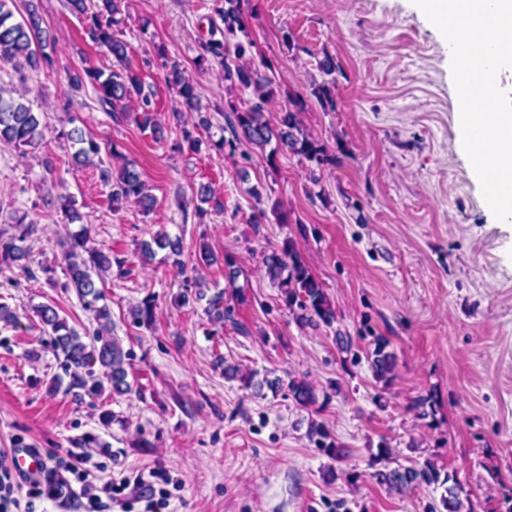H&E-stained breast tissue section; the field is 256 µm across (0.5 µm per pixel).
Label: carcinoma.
<instances>
[{
  "label": "carcinoma",
  "mask_w": 512,
  "mask_h": 512,
  "mask_svg": "<svg viewBox=\"0 0 512 512\" xmlns=\"http://www.w3.org/2000/svg\"><path fill=\"white\" fill-rule=\"evenodd\" d=\"M241 2L243 0H224V8L219 10L224 21V41H210L203 46L205 53L223 60L224 81L252 89L257 99V102L242 110L232 109V114L227 116L231 138L221 142V145L231 147L243 137L262 150L272 144L276 151L285 148L318 166L330 163L322 147L300 129L297 109L290 108L280 113L274 123L265 118L264 104L273 94L271 81L261 77L257 71L239 64L252 43L232 42L237 32L244 31ZM14 7L16 0H0V61L19 71L51 63L43 45L40 15L32 8L26 20L16 22ZM68 7L75 14L89 16L90 40L106 48L117 61V67L108 71L91 65L85 67L83 74L72 78V84L78 88L86 83L92 85L98 93L99 102L109 107V111L132 110L137 113L140 124L151 125L150 99L142 94L141 79L131 69L126 44L116 36L115 27L120 23L116 18L117 0H68ZM167 82L182 98L187 110L200 113L199 125H207V117L201 115L202 106L196 87L184 76L178 65L171 66ZM67 138L80 144V148L73 154V165L76 167L94 162V158L101 153L99 143L91 137H85L77 128L69 131ZM43 139L41 113L34 111L23 97H14L0 88V144L35 149L43 144ZM100 176L104 183L112 187V201L133 202L144 210L152 208L153 198L145 191L144 181L134 164H124L115 172L109 167H103ZM16 230L17 233L9 238L0 237V264L10 265L29 257L24 242L34 232V225L21 220L16 224ZM86 239L87 229L83 227L62 242L67 262L66 287L75 289L83 307L93 313L96 327L81 334L70 327L51 305H39L34 308V312L50 332L52 349L69 377L68 391L78 400L87 398L93 402L107 389L116 396L131 391L126 370L130 353L124 350L114 334L110 309L104 303L102 289L94 280V277L112 268V255L94 250L88 252V258H82L78 249L84 248ZM156 248L167 249L178 256L182 246L179 239L161 232L153 237L152 242L142 245V252L144 256L150 257ZM265 267L272 283L280 289L285 307L300 324L317 326L322 323L330 326L334 323L336 312L331 301L302 260L292 240L284 241L279 251L267 256ZM205 314L214 324H222L231 317V309L224 306V292L219 291L208 300ZM131 317L135 324L151 326L155 319L154 300L144 299L132 311ZM386 347V341L379 340L371 352V366L375 377L379 379L386 378L395 368V356L386 351ZM284 385L300 405L307 407L316 403L314 389L308 382L295 378L289 379L286 384L281 379L275 382L277 389ZM310 434L316 437L317 445L329 455L342 454L341 447L323 426H312ZM374 478L377 483L396 491L422 483L443 488L440 505L432 506V512H460L462 508L457 488L448 486V478L441 477V472L429 462L403 471H378ZM440 506L443 507L441 511L438 510Z\"/></svg>",
  "instance_id": "cac0c4a2"
}]
</instances>
